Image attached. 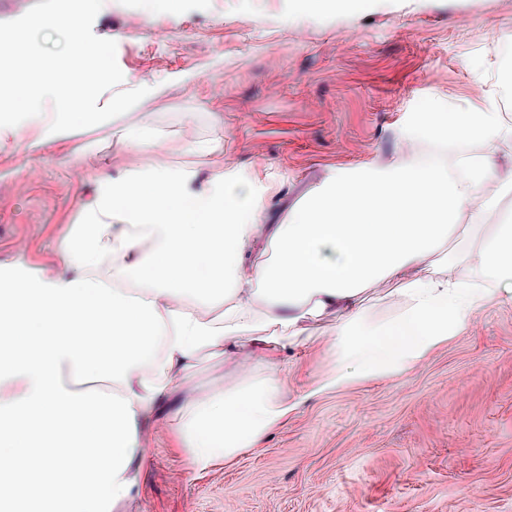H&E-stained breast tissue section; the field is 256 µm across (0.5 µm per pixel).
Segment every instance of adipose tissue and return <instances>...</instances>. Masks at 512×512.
I'll use <instances>...</instances> for the list:
<instances>
[{
	"label": "adipose tissue",
	"instance_id": "1",
	"mask_svg": "<svg viewBox=\"0 0 512 512\" xmlns=\"http://www.w3.org/2000/svg\"><path fill=\"white\" fill-rule=\"evenodd\" d=\"M423 125L436 144L483 153L338 176L275 226L259 262L247 254L265 227L223 175L197 188L190 171L157 167L103 182L82 215L91 236L62 242L58 270L0 287V435L16 444L0 454V502L112 512L139 486L145 434L163 417L200 471L260 447L296 406L280 355L307 346L312 314L337 319L321 339L336 358L327 389L415 368L488 303H512L511 218L467 254L486 287L433 271L457 215L478 222L496 204L480 193L494 174V116L430 111ZM390 277L401 307L372 318L362 291ZM205 352L262 374L166 410Z\"/></svg>",
	"mask_w": 512,
	"mask_h": 512
}]
</instances>
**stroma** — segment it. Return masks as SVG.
<instances>
[{
  "mask_svg": "<svg viewBox=\"0 0 512 512\" xmlns=\"http://www.w3.org/2000/svg\"><path fill=\"white\" fill-rule=\"evenodd\" d=\"M95 35L114 40L122 89L148 88L126 114L50 133L0 127V276L49 272L94 193L96 177L163 165L198 180L220 172L248 189L263 224H284L337 174L401 162L427 110L476 111L499 99L505 0H104ZM481 223L461 213L440 254L471 283L461 256L512 214L498 193L512 176V112ZM133 127L170 138L158 156L113 140ZM222 137L207 155L185 136ZM313 342L282 354L299 405L261 447L194 471L168 420L147 432L143 478L113 512H512V305L493 303L421 365L318 391L336 369L321 344L335 322L307 323ZM261 374L248 360L205 356L182 390L231 391Z\"/></svg>",
  "mask_w": 512,
  "mask_h": 512,
  "instance_id": "35a3bbf8",
  "label": "stroma"
}]
</instances>
